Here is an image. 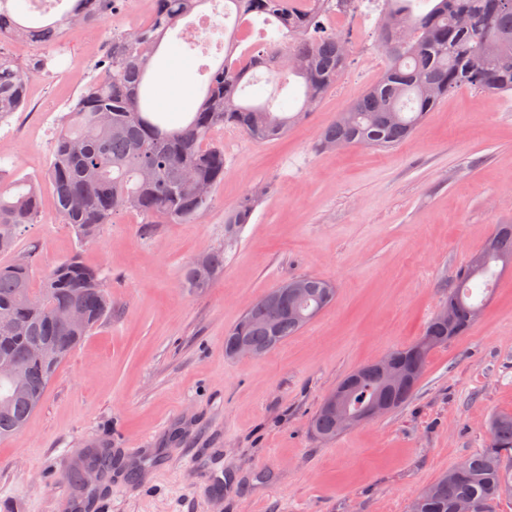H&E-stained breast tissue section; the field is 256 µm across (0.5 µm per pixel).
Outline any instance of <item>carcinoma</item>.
I'll use <instances>...</instances> for the list:
<instances>
[{
  "label": "carcinoma",
  "mask_w": 512,
  "mask_h": 512,
  "mask_svg": "<svg viewBox=\"0 0 512 512\" xmlns=\"http://www.w3.org/2000/svg\"><path fill=\"white\" fill-rule=\"evenodd\" d=\"M65 2L68 8L62 15L37 20L29 17V5L0 0V37L50 48L80 21L105 22L119 0ZM206 2L154 0L151 21L112 37L102 73L83 86L61 118L44 179L59 214L79 239L95 238L122 209L139 212L148 224L158 218L195 222L207 209L211 190L224 178V148L209 143L210 133L226 126L255 142L277 139L313 110L343 74L350 41L347 33L324 25L329 0H307L311 6L306 9L297 8L299 0H224L226 18L272 17L278 26L247 59L225 54L224 62L210 73L195 111L180 126L170 127L165 114L152 110L150 65L166 35ZM414 2L385 0L378 38L391 46L390 64L325 127L322 147L337 142L394 145L461 86L487 95L512 91V0H433L422 12L415 11ZM47 61L39 58L29 68L0 53V123L25 107L31 70L44 68ZM257 66L265 67L273 80L283 72L302 80L299 111L289 112L288 103L278 99L282 84L260 104L239 97L241 82ZM258 198L257 191L247 194L226 223H248ZM40 203L34 179H12L0 167V247L15 242L19 228L36 220ZM478 254L481 267L468 262L448 290L446 303L457 308L456 322L449 326L432 318L425 327L424 335L440 346L471 328L469 310L485 305L496 271L512 262V224L498 227ZM37 259L33 247L11 264L0 265V359H14L28 371L22 391L0 377V442L23 430L49 387L52 374L37 347H55L63 360L112 310L99 270L73 257L44 273L36 285ZM223 268L224 254L209 253L189 264L183 279L190 288H207ZM307 282L306 311H320L333 302L334 286L315 277ZM74 303L84 308L86 325L70 329L55 323L56 315ZM300 329L286 315L270 328L266 305L255 304L227 334L224 349L234 337L245 336L266 353ZM365 369V382L352 393L354 407L379 398L393 411L417 389L415 384L386 389L374 368ZM311 429L322 439L338 435L336 419L323 408ZM489 434L488 446L468 456L454 479L443 477L427 487L411 512H456L460 503L469 504L472 512H493L501 496L512 495V471L503 466V457L512 453V414L493 416ZM87 465L97 466L101 478L112 472L115 462L109 450L101 449L89 456Z\"/></svg>",
  "instance_id": "1"
}]
</instances>
